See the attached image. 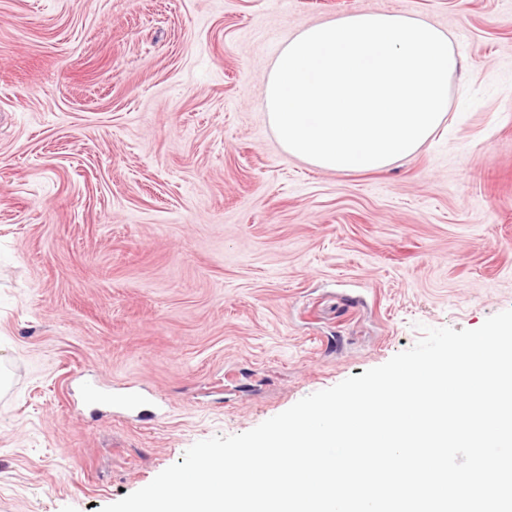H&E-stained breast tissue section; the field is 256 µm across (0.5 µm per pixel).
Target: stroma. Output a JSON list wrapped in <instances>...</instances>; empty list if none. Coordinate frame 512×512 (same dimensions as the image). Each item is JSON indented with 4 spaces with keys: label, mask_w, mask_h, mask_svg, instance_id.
Here are the masks:
<instances>
[{
    "label": "stroma",
    "mask_w": 512,
    "mask_h": 512,
    "mask_svg": "<svg viewBox=\"0 0 512 512\" xmlns=\"http://www.w3.org/2000/svg\"><path fill=\"white\" fill-rule=\"evenodd\" d=\"M445 31L446 121L385 170L285 154L280 41ZM512 309V0H0V512H100L195 442ZM152 393L163 418L118 416Z\"/></svg>",
    "instance_id": "1"
}]
</instances>
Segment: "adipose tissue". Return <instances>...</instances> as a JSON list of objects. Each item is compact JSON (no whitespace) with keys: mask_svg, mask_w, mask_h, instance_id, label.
Masks as SVG:
<instances>
[{"mask_svg":"<svg viewBox=\"0 0 512 512\" xmlns=\"http://www.w3.org/2000/svg\"><path fill=\"white\" fill-rule=\"evenodd\" d=\"M458 57L447 33L407 13L354 12L285 37L265 109L282 150L335 172L413 155L448 112Z\"/></svg>","mask_w":512,"mask_h":512,"instance_id":"ef3b65f1","label":"adipose tissue"}]
</instances>
